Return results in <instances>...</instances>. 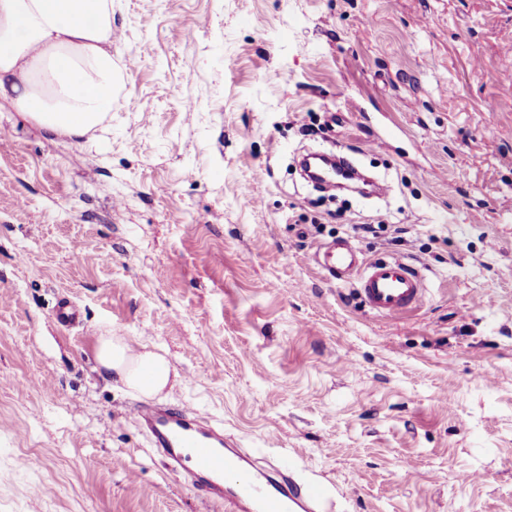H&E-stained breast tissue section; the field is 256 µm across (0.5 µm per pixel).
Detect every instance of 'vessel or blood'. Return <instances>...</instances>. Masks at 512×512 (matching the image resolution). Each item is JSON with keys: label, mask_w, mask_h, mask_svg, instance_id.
<instances>
[{"label": "vessel or blood", "mask_w": 512, "mask_h": 512, "mask_svg": "<svg viewBox=\"0 0 512 512\" xmlns=\"http://www.w3.org/2000/svg\"><path fill=\"white\" fill-rule=\"evenodd\" d=\"M311 171L313 182L329 189L348 179L354 166L346 155L322 153ZM314 259L332 279L352 284L363 308L380 317H401L424 301L423 274L400 257L369 259L339 240L321 246ZM133 414L159 455L184 468L205 504L221 502L230 512H331L320 486L299 482L282 466L254 467L223 429L191 408L140 404Z\"/></svg>", "instance_id": "obj_1"}]
</instances>
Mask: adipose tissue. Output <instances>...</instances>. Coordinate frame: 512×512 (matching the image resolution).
<instances>
[{"label":"adipose tissue","mask_w":512,"mask_h":512,"mask_svg":"<svg viewBox=\"0 0 512 512\" xmlns=\"http://www.w3.org/2000/svg\"><path fill=\"white\" fill-rule=\"evenodd\" d=\"M112 0H0V99L54 135L82 137L112 110ZM96 362L128 391L161 394L164 354L123 336L99 339Z\"/></svg>","instance_id":"ef3b65f1"}]
</instances>
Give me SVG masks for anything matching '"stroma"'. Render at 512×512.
<instances>
[{
    "label": "stroma",
    "mask_w": 512,
    "mask_h": 512,
    "mask_svg": "<svg viewBox=\"0 0 512 512\" xmlns=\"http://www.w3.org/2000/svg\"><path fill=\"white\" fill-rule=\"evenodd\" d=\"M112 25L105 131L0 100V512H205L99 369L108 332L335 512H512V0H112ZM335 146L389 194L292 165ZM381 220L401 244L352 230ZM340 237L418 266L424 305L365 313L309 259Z\"/></svg>",
    "instance_id": "stroma-1"
}]
</instances>
